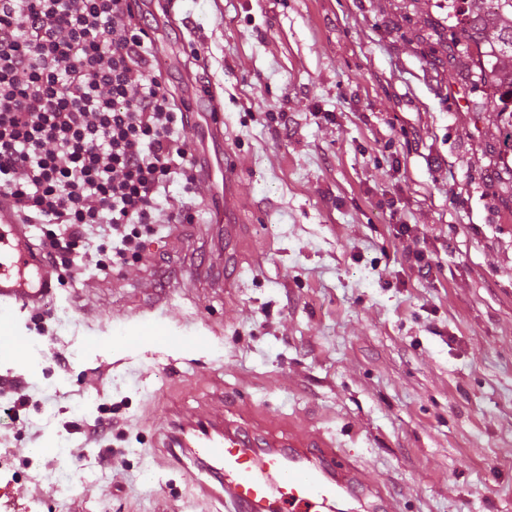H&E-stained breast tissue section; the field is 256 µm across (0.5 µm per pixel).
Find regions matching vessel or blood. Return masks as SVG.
Returning a JSON list of instances; mask_svg holds the SVG:
<instances>
[{
    "label": "vessel or blood",
    "mask_w": 512,
    "mask_h": 512,
    "mask_svg": "<svg viewBox=\"0 0 512 512\" xmlns=\"http://www.w3.org/2000/svg\"><path fill=\"white\" fill-rule=\"evenodd\" d=\"M54 277L0 204V306L29 308L51 293ZM247 403L221 417L167 406L172 431L165 448L175 465L196 466V497L225 512H397L394 500L369 483L362 468L342 460L333 440L299 431L257 428Z\"/></svg>",
    "instance_id": "1"
}]
</instances>
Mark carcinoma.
I'll return each instance as SVG.
<instances>
[{"instance_id":"carcinoma-1","label":"carcinoma","mask_w":512,"mask_h":512,"mask_svg":"<svg viewBox=\"0 0 512 512\" xmlns=\"http://www.w3.org/2000/svg\"><path fill=\"white\" fill-rule=\"evenodd\" d=\"M448 7L463 42L441 40L438 53L452 69L458 46L476 54L477 78L491 80L494 87L485 110L493 114L503 145L499 156L505 159L512 153V0H451Z\"/></svg>"}]
</instances>
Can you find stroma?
<instances>
[{
	"label": "stroma",
	"mask_w": 512,
	"mask_h": 512,
	"mask_svg": "<svg viewBox=\"0 0 512 512\" xmlns=\"http://www.w3.org/2000/svg\"><path fill=\"white\" fill-rule=\"evenodd\" d=\"M193 155L235 170L225 237L143 236L102 281L70 271L0 314V500L11 512H209L155 453L176 399L335 437L400 512H512V176L489 87L436 73L410 0H142ZM220 110L223 142L196 129ZM410 232L394 235L393 224ZM427 251L429 277L407 256ZM146 324L156 338L122 336ZM26 403L9 407L18 394ZM120 426L87 447L82 428Z\"/></svg>",
	"instance_id": "35a3bbf8"
}]
</instances>
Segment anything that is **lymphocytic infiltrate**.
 <instances>
[{
  "instance_id": "f902f5d3",
  "label": "lymphocytic infiltrate",
  "mask_w": 512,
  "mask_h": 512,
  "mask_svg": "<svg viewBox=\"0 0 512 512\" xmlns=\"http://www.w3.org/2000/svg\"><path fill=\"white\" fill-rule=\"evenodd\" d=\"M176 100L138 0H0V199L39 229L52 264L110 277L141 251L140 225L168 208L193 223L186 201L199 169L180 132ZM107 226L111 253L86 248Z\"/></svg>"
}]
</instances>
